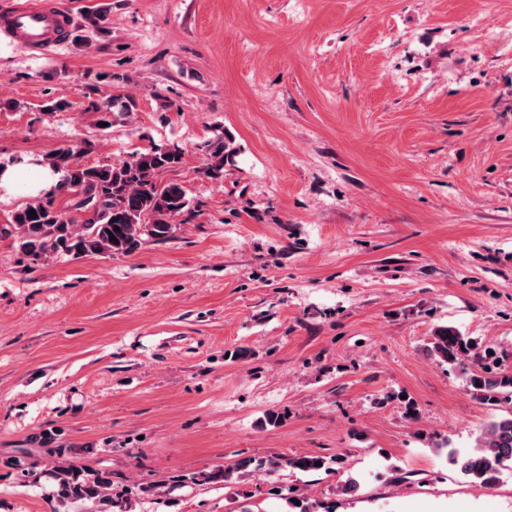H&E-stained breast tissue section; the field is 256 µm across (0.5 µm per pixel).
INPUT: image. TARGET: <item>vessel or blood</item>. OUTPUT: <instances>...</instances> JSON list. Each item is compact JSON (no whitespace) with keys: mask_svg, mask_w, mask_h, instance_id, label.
I'll return each instance as SVG.
<instances>
[{"mask_svg":"<svg viewBox=\"0 0 512 512\" xmlns=\"http://www.w3.org/2000/svg\"><path fill=\"white\" fill-rule=\"evenodd\" d=\"M60 20L54 0H10L0 11V31L23 49L47 54L64 43Z\"/></svg>","mask_w":512,"mask_h":512,"instance_id":"vessel-or-blood-1","label":"vessel or blood"}]
</instances>
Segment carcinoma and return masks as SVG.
I'll return each mask as SVG.
<instances>
[{
  "label": "carcinoma",
  "mask_w": 512,
  "mask_h": 512,
  "mask_svg": "<svg viewBox=\"0 0 512 512\" xmlns=\"http://www.w3.org/2000/svg\"><path fill=\"white\" fill-rule=\"evenodd\" d=\"M134 107L132 98L114 96L96 107L98 122L113 125ZM208 155L205 173L224 176V161L233 154L220 136L202 146ZM182 161L179 147H154L136 152L123 162L87 166L73 151L60 150L40 161L59 179L43 197L26 204L0 224V240L10 239L27 262L36 267L51 257L78 259L90 255L130 254L144 240L164 241L174 233V219L189 210L190 201L177 181L161 182L158 176ZM65 198L64 207L54 205V196ZM35 214H29V210ZM115 240H110V237ZM428 352L441 366L459 365L466 374L473 397L504 410L487 422L473 448L461 452L448 449V460L474 485L491 489L502 470L512 464V362L490 353L475 352V345L453 326L440 325L431 336ZM262 463L241 460L232 466L191 477L193 482L228 480L235 469ZM328 461L320 456H284L275 470L318 471ZM58 492L72 500L101 497L104 477H86L71 467L57 471Z\"/></svg>",
  "instance_id": "obj_1"
}]
</instances>
